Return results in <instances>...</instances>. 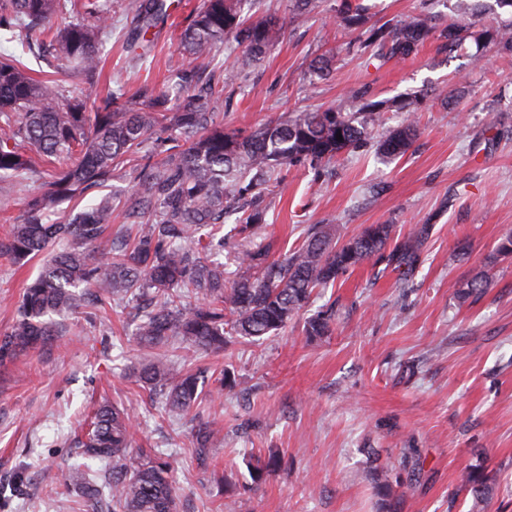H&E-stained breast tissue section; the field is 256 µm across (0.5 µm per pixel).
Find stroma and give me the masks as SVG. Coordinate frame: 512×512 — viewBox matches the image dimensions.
Returning a JSON list of instances; mask_svg holds the SVG:
<instances>
[{"label": "stroma", "instance_id": "35a3bbf8", "mask_svg": "<svg viewBox=\"0 0 512 512\" xmlns=\"http://www.w3.org/2000/svg\"><path fill=\"white\" fill-rule=\"evenodd\" d=\"M364 2L377 24L424 11L444 26L456 16L457 0ZM197 4L174 0L138 59L123 41L127 0H112L102 78L90 95L112 89L144 108L142 88H166ZM355 41L336 0H319L260 64L244 65L229 39L201 62L232 77L220 118L239 131L301 109L356 111L353 89L372 101L417 97L418 136L407 154L385 163L366 146L319 174L289 167L256 238L279 257L315 225L342 243L371 224L393 225L401 237L431 221L409 281L364 263L311 299L312 312L336 307L328 336L308 340L300 315L262 343L201 358L231 366L238 385L176 421L144 405L133 369L147 352L132 334L133 309L111 312L104 326L86 309L58 318L51 343L0 365V512H70L72 442L103 403L132 416L133 448L173 454L182 512H468L460 473L470 466L493 487L484 512H512V256L495 255L512 229V59L470 39L452 53L431 40L414 57L383 62ZM323 54L332 67L320 78L310 64ZM41 265L0 257V334ZM483 272L493 277L488 292L463 296ZM200 418L215 419L219 431L204 465L192 456ZM272 449L284 467L253 484L250 461ZM384 480L387 496L377 492Z\"/></svg>", "mask_w": 512, "mask_h": 512}]
</instances>
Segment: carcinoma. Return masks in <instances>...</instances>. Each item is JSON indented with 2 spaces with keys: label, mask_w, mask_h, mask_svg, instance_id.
I'll return each instance as SVG.
<instances>
[{
  "label": "carcinoma",
  "mask_w": 512,
  "mask_h": 512,
  "mask_svg": "<svg viewBox=\"0 0 512 512\" xmlns=\"http://www.w3.org/2000/svg\"><path fill=\"white\" fill-rule=\"evenodd\" d=\"M245 2L254 7L261 0H200L181 36L171 90L144 88L146 108L138 111L127 108L116 93L97 100L74 91L68 95L58 80L37 79L24 65L0 59V118L8 126L0 136V177L22 182L42 174L31 151L53 166L43 189L28 196L21 222L0 238V254L24 261L57 245L43 271L24 288L11 329L0 335L1 363L57 335L46 317L81 309L85 299L79 289L92 288L103 314L137 303L139 343L159 348L174 342L183 350L179 375L165 353L137 372L146 403L177 418L203 394H220L235 383L226 369L206 384L204 370L195 367L201 356L223 353L233 338L255 342L278 335L315 290L335 285L366 261L403 276L420 263L431 224H417L395 241L392 225L371 224L339 246L332 228L319 226L280 259L272 257L269 244L245 250L244 271L225 286L224 265L212 259L224 248L220 233L228 224V237L252 241L265 224L263 203L283 168L298 163L319 168L365 147L382 115L392 110L403 117L376 141L377 154L387 160L401 157L418 135L416 101L372 102L361 90L351 93L361 102L356 112H291L247 135L224 129L218 121L224 82L204 73L197 60L231 37L244 49L246 64H257L289 24L286 16L243 13ZM127 10L132 16L127 43L151 42L165 16L164 0H129ZM63 11L79 19L56 28L52 21ZM336 14L344 27L360 32L363 46L377 48L383 58L406 59L430 39L450 51L468 38H485L512 54V28L492 34L476 30L477 11L469 3L443 28L425 12L371 24L363 0H339ZM109 18L106 0H0V29L51 47L57 72L90 85L100 78ZM126 160L136 162V181L123 204V227L110 245L103 241L112 223L110 194L73 216L51 219L62 202L108 186L112 171ZM489 287V276L482 274L463 295L478 299ZM335 318L332 306L317 312L306 321V335H328ZM131 428L125 409L105 404L97 410L75 448L102 467L75 465L68 471L66 480L77 495L73 512H179L172 455L154 448L132 450ZM218 433L208 422L199 425V457H207ZM279 465L273 454L257 461L250 466L252 480H266ZM461 485L474 507H485L490 486L483 469L464 471Z\"/></svg>",
  "instance_id": "1"
}]
</instances>
